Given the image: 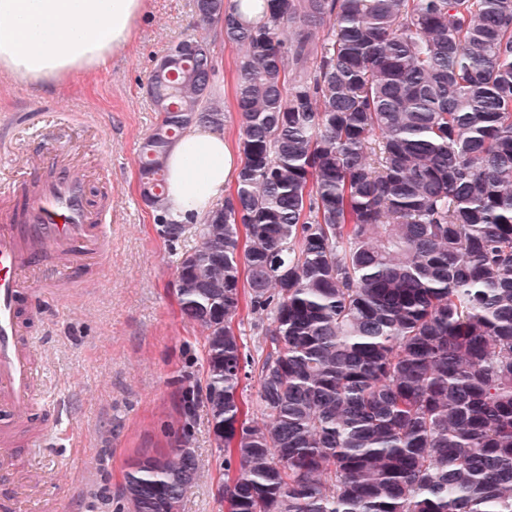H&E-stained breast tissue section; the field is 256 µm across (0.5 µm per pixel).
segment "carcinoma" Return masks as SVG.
Segmentation results:
<instances>
[{
    "mask_svg": "<svg viewBox=\"0 0 512 512\" xmlns=\"http://www.w3.org/2000/svg\"><path fill=\"white\" fill-rule=\"evenodd\" d=\"M194 0L239 50L243 165L176 259L205 333L228 512H512V0ZM166 51L141 196L160 234L165 160L224 128L211 43ZM267 320L261 421L235 323ZM177 448L125 476L133 512H179Z\"/></svg>",
    "mask_w": 512,
    "mask_h": 512,
    "instance_id": "cac0c4a2",
    "label": "carcinoma"
}]
</instances>
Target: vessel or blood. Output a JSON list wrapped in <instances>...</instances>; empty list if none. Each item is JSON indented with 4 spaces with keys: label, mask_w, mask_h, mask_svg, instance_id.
Segmentation results:
<instances>
[{
    "label": "vessel or blood",
    "mask_w": 512,
    "mask_h": 512,
    "mask_svg": "<svg viewBox=\"0 0 512 512\" xmlns=\"http://www.w3.org/2000/svg\"><path fill=\"white\" fill-rule=\"evenodd\" d=\"M42 165L49 176L0 184V483L13 476L21 431L52 438L37 409L40 347L26 319L99 271L112 249L111 197L92 195L69 151Z\"/></svg>",
    "instance_id": "b4317fda"
}]
</instances>
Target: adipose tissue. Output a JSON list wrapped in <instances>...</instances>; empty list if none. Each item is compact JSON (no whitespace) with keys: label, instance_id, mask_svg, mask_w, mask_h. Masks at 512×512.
<instances>
[{"label":"adipose tissue","instance_id":"1","mask_svg":"<svg viewBox=\"0 0 512 512\" xmlns=\"http://www.w3.org/2000/svg\"><path fill=\"white\" fill-rule=\"evenodd\" d=\"M148 0H0V78L62 84L110 65L135 36ZM168 196L179 218L202 220L242 166L223 133L196 127L170 150Z\"/></svg>","mask_w":512,"mask_h":512}]
</instances>
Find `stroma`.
<instances>
[{"label":"stroma","mask_w":512,"mask_h":512,"mask_svg":"<svg viewBox=\"0 0 512 512\" xmlns=\"http://www.w3.org/2000/svg\"><path fill=\"white\" fill-rule=\"evenodd\" d=\"M190 35L207 37L214 48L224 133L236 138V52L218 27L198 25L192 0H151L131 47L108 69L73 77L63 88L0 84V116L25 117L9 153L0 154V180L14 176L32 151L60 145L76 149L90 178L112 176L105 275L85 281L66 304L43 303L30 325L42 348L41 399L52 408L53 438L23 451L17 465L46 474L61 512H130L122 496L129 463L173 448L191 449L201 463L180 512H225V455L204 398V335L182 318L176 296V255L198 239L190 230L178 242L165 240L138 184L140 145L158 121L148 76L168 47Z\"/></svg>","instance_id":"stroma-1"}]
</instances>
